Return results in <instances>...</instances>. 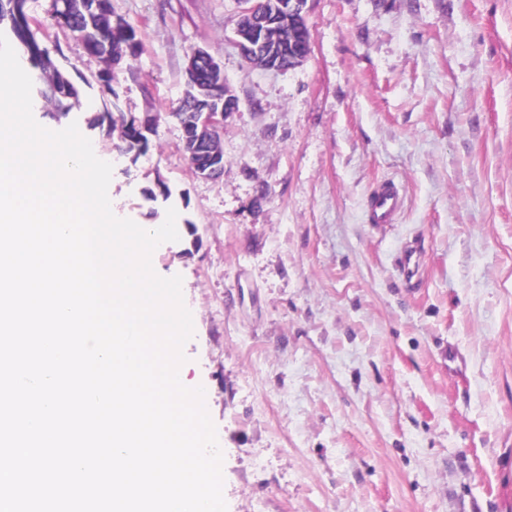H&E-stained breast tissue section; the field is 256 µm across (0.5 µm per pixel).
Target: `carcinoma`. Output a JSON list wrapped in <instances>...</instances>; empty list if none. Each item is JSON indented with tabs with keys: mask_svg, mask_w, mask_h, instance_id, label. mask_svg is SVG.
Segmentation results:
<instances>
[{
	"mask_svg": "<svg viewBox=\"0 0 512 512\" xmlns=\"http://www.w3.org/2000/svg\"><path fill=\"white\" fill-rule=\"evenodd\" d=\"M67 10L52 12L55 24L74 33L77 50L101 59L107 66L103 73L104 88L112 99L118 95L112 88L114 68L126 57H136L140 51V40L134 26L121 18H114L111 0H66ZM7 24L14 40L24 45L31 65L44 75L52 93L50 101L63 114L69 112L72 102L78 100L77 84L71 73L56 67L46 47L33 36L26 16V0H0V25ZM121 151L134 157L147 153L150 139L135 127L134 123L121 126ZM223 153L219 136L183 155L192 167L205 164L212 152Z\"/></svg>",
	"mask_w": 512,
	"mask_h": 512,
	"instance_id": "carcinoma-1",
	"label": "carcinoma"
}]
</instances>
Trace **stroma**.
<instances>
[{
  "label": "stroma",
  "mask_w": 512,
  "mask_h": 512,
  "mask_svg": "<svg viewBox=\"0 0 512 512\" xmlns=\"http://www.w3.org/2000/svg\"><path fill=\"white\" fill-rule=\"evenodd\" d=\"M112 7L142 49L110 97L50 0H27L80 89L61 117L33 75V115L77 124L112 164L116 216L178 212L152 266L183 279V377L206 390L228 512H512V0H307L309 56L282 72L241 57L237 0ZM198 48L239 101L216 181L173 115ZM115 106L156 127L146 155L89 126ZM384 178L405 202L375 227ZM403 205V188L393 179L377 182L371 189L366 205L367 224H392Z\"/></svg>",
  "instance_id": "35a3bbf8"
}]
</instances>
